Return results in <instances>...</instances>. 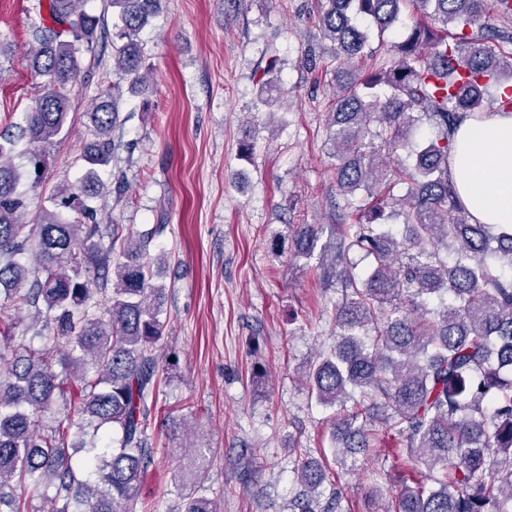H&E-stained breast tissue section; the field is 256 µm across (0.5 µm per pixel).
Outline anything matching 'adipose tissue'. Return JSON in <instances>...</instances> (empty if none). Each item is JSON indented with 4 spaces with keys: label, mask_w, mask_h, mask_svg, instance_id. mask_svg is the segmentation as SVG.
I'll use <instances>...</instances> for the list:
<instances>
[{
    "label": "adipose tissue",
    "mask_w": 512,
    "mask_h": 512,
    "mask_svg": "<svg viewBox=\"0 0 512 512\" xmlns=\"http://www.w3.org/2000/svg\"><path fill=\"white\" fill-rule=\"evenodd\" d=\"M450 167L475 218L484 224H512V113L464 118Z\"/></svg>",
    "instance_id": "adipose-tissue-1"
}]
</instances>
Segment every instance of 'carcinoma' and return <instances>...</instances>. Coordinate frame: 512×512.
I'll return each mask as SVG.
<instances>
[{
  "mask_svg": "<svg viewBox=\"0 0 512 512\" xmlns=\"http://www.w3.org/2000/svg\"><path fill=\"white\" fill-rule=\"evenodd\" d=\"M83 2L37 0L34 106L23 123L0 131V342L12 345L10 357L0 354V512H29L35 496L39 512H120L137 502L154 462L147 430L162 392L157 344L168 323L161 318L165 288L156 282L164 260L148 246L164 225L126 235L121 224L97 223L93 201L112 192L101 171L117 150L112 133L125 122L124 94L149 106L140 34L163 0H107L110 28ZM408 3L420 17L387 46L389 66L354 75L369 45L363 22L381 37ZM489 9L512 17V0H327L321 27L341 64L329 112L336 193L347 200L363 191L372 201L357 223L331 229L321 246L322 225L291 229L294 255L321 247L329 258L323 283L341 288L336 343L305 372L316 403L334 409L335 468L309 457L294 470L304 488L294 500L298 512H340V494L332 491L326 506L322 488L336 487L382 435L397 441L409 477L380 508L373 490L372 512H512V225L475 219L449 167L463 118H481L493 99L497 111L512 112V88L491 93L504 85L502 74L512 78V51L503 50L512 34L472 31ZM109 42L113 79L98 77L84 173L31 216L18 186L23 177L33 188L41 184L47 148L66 132L77 53H90L95 71ZM275 70L272 57L259 80L268 108L282 94ZM425 122L432 133L420 138ZM407 145L411 168H389ZM16 156L25 170L14 165ZM404 175L411 188L396 199L391 178ZM73 213L85 223H72ZM400 217L398 238L390 221ZM365 260L373 266L360 274ZM21 310L47 324L37 347L15 335L12 313ZM72 392L93 434L119 428L117 447L99 453L93 445L77 459L67 445L70 422L39 424ZM190 480L198 490L184 512H222L203 493L204 471L195 469Z\"/></svg>",
  "mask_w": 512,
  "mask_h": 512,
  "instance_id": "cac0c4a2",
  "label": "carcinoma"
}]
</instances>
